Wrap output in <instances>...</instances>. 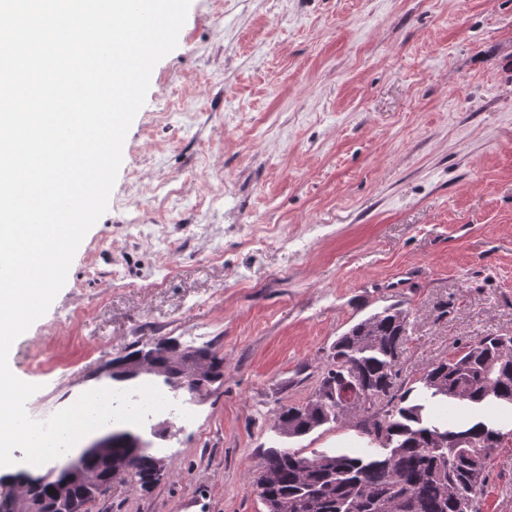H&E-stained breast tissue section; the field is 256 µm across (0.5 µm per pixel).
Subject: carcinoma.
<instances>
[{
  "label": "carcinoma",
  "mask_w": 512,
  "mask_h": 512,
  "mask_svg": "<svg viewBox=\"0 0 512 512\" xmlns=\"http://www.w3.org/2000/svg\"><path fill=\"white\" fill-rule=\"evenodd\" d=\"M409 310L398 304L359 320L333 347L315 396L303 407L284 408L276 427L287 438L305 436L329 423L348 420L341 412L342 394L356 387L367 403L356 427L372 447L360 455L315 452L307 457L293 448L264 451L263 469L275 475L265 486L260 476L251 485L272 512H473L491 449L506 433L493 411L512 405V336H486L433 363L419 379L421 392L398 389L393 367L404 353ZM154 370L171 388H182L185 370L176 350L155 347ZM210 351V348H205ZM212 352V351H210ZM213 378L198 391L224 378V357L212 352ZM466 404L478 415L465 422L432 420L429 406ZM112 459L127 468L125 477L149 488L159 479L156 455L131 431L112 432ZM55 475H13L33 512H84L94 493L80 485L70 498L54 489L68 480Z\"/></svg>",
  "instance_id": "obj_1"
}]
</instances>
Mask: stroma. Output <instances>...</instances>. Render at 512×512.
Returning <instances> with one entry per match:
<instances>
[{"label": "stroma", "mask_w": 512, "mask_h": 512, "mask_svg": "<svg viewBox=\"0 0 512 512\" xmlns=\"http://www.w3.org/2000/svg\"><path fill=\"white\" fill-rule=\"evenodd\" d=\"M512 0H191L124 141L109 207L48 312L13 344L33 419L115 358L211 346L193 419L141 426L166 471L88 512H265L251 480L281 408L317 391L336 339L411 312L397 386L512 334ZM366 446L354 423L288 440ZM480 512H512V441Z\"/></svg>", "instance_id": "stroma-1"}]
</instances>
